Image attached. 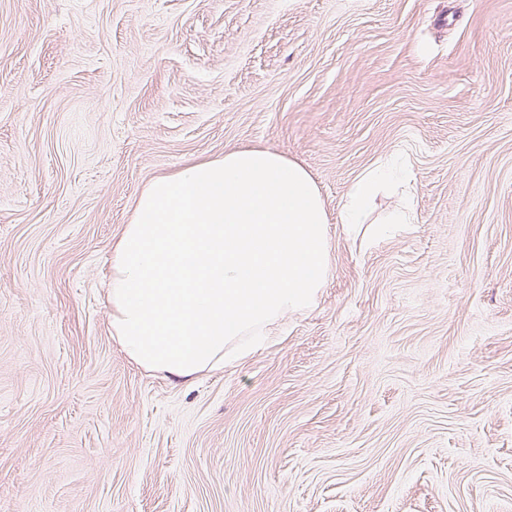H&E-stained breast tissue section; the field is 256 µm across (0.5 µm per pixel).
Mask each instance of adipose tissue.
<instances>
[{
  "label": "adipose tissue",
  "instance_id": "obj_1",
  "mask_svg": "<svg viewBox=\"0 0 512 512\" xmlns=\"http://www.w3.org/2000/svg\"><path fill=\"white\" fill-rule=\"evenodd\" d=\"M399 181L386 162L361 172L343 232L358 235L377 194ZM331 241L313 179L281 151L187 162L142 192L112 248V335L138 366L179 378L244 358L316 304Z\"/></svg>",
  "mask_w": 512,
  "mask_h": 512
}]
</instances>
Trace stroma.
Here are the masks:
<instances>
[{
	"instance_id": "obj_1",
	"label": "stroma",
	"mask_w": 512,
	"mask_h": 512,
	"mask_svg": "<svg viewBox=\"0 0 512 512\" xmlns=\"http://www.w3.org/2000/svg\"><path fill=\"white\" fill-rule=\"evenodd\" d=\"M288 154L335 264L185 383L105 299L144 188ZM415 220L364 247L356 176ZM0 512H512V0H0ZM396 169L387 162L367 168L359 174L346 194L340 212L342 232L358 236L377 194L402 182Z\"/></svg>"
}]
</instances>
